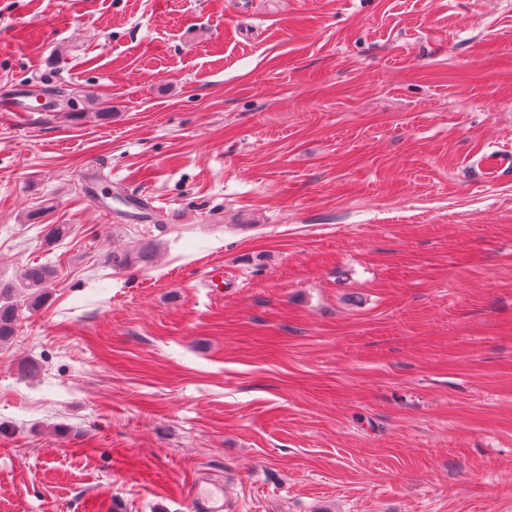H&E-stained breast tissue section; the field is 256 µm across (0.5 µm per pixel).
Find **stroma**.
<instances>
[{
    "mask_svg": "<svg viewBox=\"0 0 512 512\" xmlns=\"http://www.w3.org/2000/svg\"><path fill=\"white\" fill-rule=\"evenodd\" d=\"M49 87L0 512H512V0H0V103ZM190 497L196 512H223L224 507L227 508L223 485L206 478L200 479L191 488Z\"/></svg>",
    "mask_w": 512,
    "mask_h": 512,
    "instance_id": "1",
    "label": "stroma"
}]
</instances>
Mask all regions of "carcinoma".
<instances>
[{
	"instance_id": "1",
	"label": "carcinoma",
	"mask_w": 512,
	"mask_h": 512,
	"mask_svg": "<svg viewBox=\"0 0 512 512\" xmlns=\"http://www.w3.org/2000/svg\"><path fill=\"white\" fill-rule=\"evenodd\" d=\"M147 258V252L132 251L122 255H111L112 267L118 269L131 268ZM55 269L47 264H36L26 267L16 282L0 287V344L8 342L16 333L18 321L15 297L26 301V306L35 308L45 297L53 283Z\"/></svg>"
}]
</instances>
